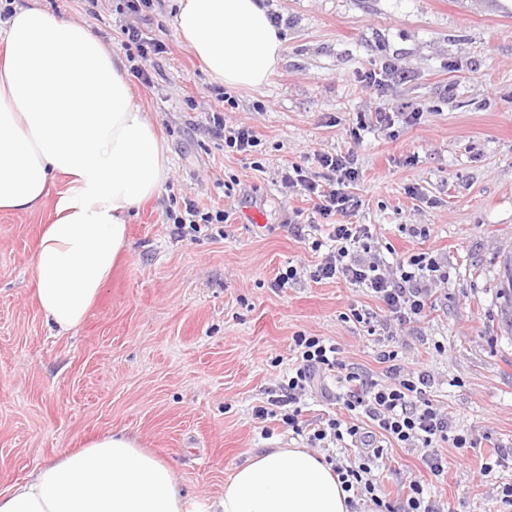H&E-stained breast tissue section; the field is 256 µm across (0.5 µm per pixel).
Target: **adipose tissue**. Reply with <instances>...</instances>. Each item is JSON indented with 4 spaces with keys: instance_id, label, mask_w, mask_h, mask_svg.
Returning a JSON list of instances; mask_svg holds the SVG:
<instances>
[{
    "instance_id": "1",
    "label": "adipose tissue",
    "mask_w": 512,
    "mask_h": 512,
    "mask_svg": "<svg viewBox=\"0 0 512 512\" xmlns=\"http://www.w3.org/2000/svg\"><path fill=\"white\" fill-rule=\"evenodd\" d=\"M176 7L175 30L213 80L266 84L284 38L261 0ZM170 166L166 141L111 47L35 5L0 24V209H35L54 177L68 183L31 259L50 330L83 323L126 246L131 212L160 194ZM347 499L322 457L273 448L238 466L218 498L194 501L136 435L109 431L0 492V512H350Z\"/></svg>"
}]
</instances>
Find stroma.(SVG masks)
<instances>
[{
  "mask_svg": "<svg viewBox=\"0 0 512 512\" xmlns=\"http://www.w3.org/2000/svg\"><path fill=\"white\" fill-rule=\"evenodd\" d=\"M118 0H13L87 25L126 57ZM285 36L268 85L235 89L227 127L260 144L226 151L207 130L223 85L180 40L174 0H153L135 23L165 42L132 80L135 98L171 155L160 195L135 210L128 244L101 297L75 331L55 335L33 299L30 263L53 197L32 211L0 212V492L89 437L127 430L165 459L189 496L216 497L234 469L267 448H303L282 422L255 419L293 363L298 334L335 341L347 364L385 375L370 324L385 319L369 290L313 282L323 217L283 177L292 165L323 182L315 156L353 153L358 200L345 224L369 225L387 262L426 252L448 272L432 308L399 333L408 368L435 377L433 399L473 448L445 443L443 478L418 448L389 447L379 493L405 497L420 480L445 512H500L496 486L512 482V329L501 316L503 262L512 256V0H263ZM400 78L378 92L362 79L384 65ZM423 107L420 119L406 112ZM393 113L392 123L376 115ZM191 199L227 223L181 234L167 210ZM308 224V239L288 233ZM405 224L430 233L412 237ZM298 271L276 285L288 268ZM493 463L481 474L482 463Z\"/></svg>",
  "mask_w": 512,
  "mask_h": 512,
  "instance_id": "obj_1",
  "label": "stroma"
}]
</instances>
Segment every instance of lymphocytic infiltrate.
Returning a JSON list of instances; mask_svg holds the SVG:
<instances>
[{
	"instance_id": "f902f5d3",
	"label": "lymphocytic infiltrate",
	"mask_w": 512,
	"mask_h": 512,
	"mask_svg": "<svg viewBox=\"0 0 512 512\" xmlns=\"http://www.w3.org/2000/svg\"><path fill=\"white\" fill-rule=\"evenodd\" d=\"M153 0H120L119 13L128 16L123 25L124 47L129 50L132 71L142 83H150L145 67L152 56L165 53V43L148 36L135 17L151 9ZM317 163L333 175L330 183L322 185L309 180L301 166H293L284 180L298 186L317 201L316 209L326 218L347 212L353 206L348 192L358 177L353 154H320ZM326 240H314V248H326L323 260L310 271L313 282L337 278L367 288L380 300L392 320L405 326L416 322L425 313L432 298L433 283H444L448 274L439 261L426 252L412 253L386 264L372 251L373 235L365 224H333L326 227ZM395 333L386 336L387 346L378 353L386 366L385 379L378 380L348 368L341 357L338 344L319 336H293L295 362L287 383L273 397L270 407L258 408L256 415L265 419L270 408H278L280 420L298 435H306L310 447L325 443L341 444L351 441L360 448L357 461L336 463L334 469L345 491L356 498H367L378 512H442L439 504L425 495L421 481H410L408 492L398 502L384 500L378 493L372 467L383 456V441L407 448L422 449L421 461L433 477L445 473L446 461L439 449L445 441L454 447L470 448L474 442L467 436L452 434V418L447 408L430 397L434 378L429 372H415L403 363L394 342ZM336 373L343 390L336 395L340 416L327 419L317 428H308L302 418L301 399L327 373Z\"/></svg>"
}]
</instances>
